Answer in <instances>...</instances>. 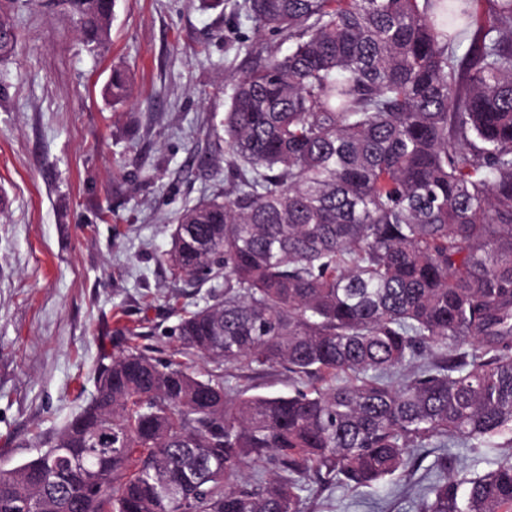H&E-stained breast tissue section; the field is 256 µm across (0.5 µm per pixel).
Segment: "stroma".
<instances>
[{
	"label": "stroma",
	"instance_id": "35a3bbf8",
	"mask_svg": "<svg viewBox=\"0 0 512 512\" xmlns=\"http://www.w3.org/2000/svg\"><path fill=\"white\" fill-rule=\"evenodd\" d=\"M242 0H116L107 51L88 52L62 0L20 6L22 39L0 62V468L46 449L96 396L117 325L160 359L178 315L201 303L159 260L185 208L231 189L224 112L243 59L287 50L256 33ZM126 101H107L113 67ZM193 371L259 394H288L279 368L191 356ZM433 454L411 475L358 492L312 487L306 512H411Z\"/></svg>",
	"mask_w": 512,
	"mask_h": 512
}]
</instances>
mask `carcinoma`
<instances>
[{"mask_svg": "<svg viewBox=\"0 0 512 512\" xmlns=\"http://www.w3.org/2000/svg\"><path fill=\"white\" fill-rule=\"evenodd\" d=\"M0 0V58L21 31ZM90 51L115 0H65ZM280 54L224 113L232 189L160 261L207 289L193 354L278 365L249 394L129 345L49 448L0 469V512H304L441 453L415 512H512V0H245ZM128 93L117 68L107 95Z\"/></svg>", "mask_w": 512, "mask_h": 512, "instance_id": "1", "label": "carcinoma"}]
</instances>
